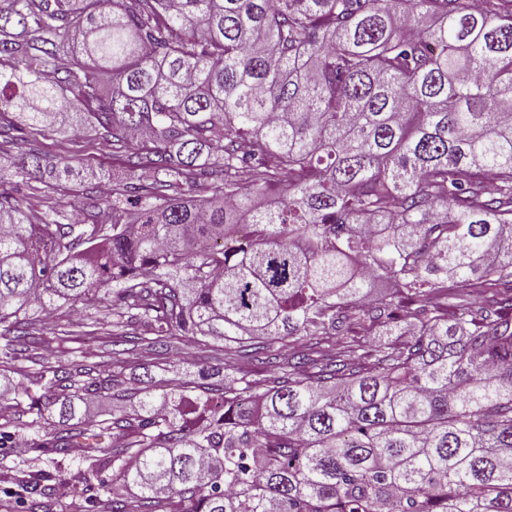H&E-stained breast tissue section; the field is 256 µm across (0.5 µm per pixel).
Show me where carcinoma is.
Segmentation results:
<instances>
[{"mask_svg": "<svg viewBox=\"0 0 512 512\" xmlns=\"http://www.w3.org/2000/svg\"><path fill=\"white\" fill-rule=\"evenodd\" d=\"M509 105L512 0H0V136L85 127L131 171L89 230L0 190L4 348L65 300L112 311L114 363L200 336L271 367L50 366L0 403L112 469L97 512H512ZM377 326L405 340L321 347ZM102 393L139 408L80 426ZM43 478L11 475L30 512Z\"/></svg>", "mask_w": 512, "mask_h": 512, "instance_id": "1", "label": "carcinoma"}]
</instances>
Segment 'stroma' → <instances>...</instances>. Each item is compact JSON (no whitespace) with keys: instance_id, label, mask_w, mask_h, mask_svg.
I'll list each match as a JSON object with an SVG mask.
<instances>
[{"instance_id":"35a3bbf8","label":"stroma","mask_w":512,"mask_h":512,"mask_svg":"<svg viewBox=\"0 0 512 512\" xmlns=\"http://www.w3.org/2000/svg\"><path fill=\"white\" fill-rule=\"evenodd\" d=\"M30 150L51 158L62 152L68 153L76 170L75 176L50 183L43 182L35 173L17 178L16 170ZM0 169L6 172L4 180L0 181L1 189L8 191L15 185H22L31 193L32 208L49 205L68 212L90 193L121 179L126 165L123 157L113 155L111 148L98 145L86 136L75 137L63 131L29 127L25 130L24 140L0 146ZM111 334L110 310L64 304L41 324L21 357L11 358L0 352V375L30 385L38 382L47 365L76 364L95 375L110 374L120 388L129 391L144 388V376L148 373L169 380L203 370L209 374L208 384L214 386L220 385L222 372L228 366H246L256 379L265 378L269 373L267 366L245 363L236 345L225 346L223 354L216 355L208 343L185 336L172 337L167 349H142L137 356L116 365L107 355ZM18 469L45 473L44 485L53 512H65V504L56 494L60 483L70 486L81 512H90L91 500L99 492L100 481L112 478L111 472L105 471L89 480H79V473L85 469L82 460L73 456L55 457L47 448L22 453L0 448V472Z\"/></svg>"}]
</instances>
